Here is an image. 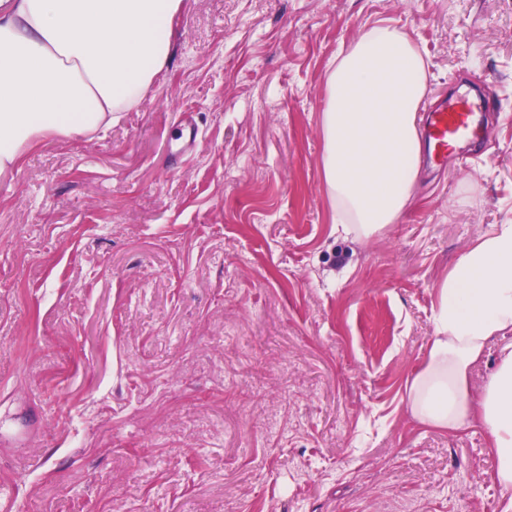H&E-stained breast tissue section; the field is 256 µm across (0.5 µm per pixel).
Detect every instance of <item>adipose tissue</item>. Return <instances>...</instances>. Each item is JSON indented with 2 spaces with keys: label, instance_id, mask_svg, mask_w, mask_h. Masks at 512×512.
<instances>
[{
  "label": "adipose tissue",
  "instance_id": "adipose-tissue-1",
  "mask_svg": "<svg viewBox=\"0 0 512 512\" xmlns=\"http://www.w3.org/2000/svg\"><path fill=\"white\" fill-rule=\"evenodd\" d=\"M183 0H0V181L49 140L111 127L165 69ZM422 54L402 31L369 28L340 48L320 114L332 223L367 238L398 223L420 172ZM435 328L408 385L412 417L440 431L480 425L512 492V224H497L435 284ZM495 368L471 371L490 345Z\"/></svg>",
  "mask_w": 512,
  "mask_h": 512
}]
</instances>
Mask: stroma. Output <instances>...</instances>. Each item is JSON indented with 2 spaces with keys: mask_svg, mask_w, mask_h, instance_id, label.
I'll return each mask as SVG.
<instances>
[{
  "mask_svg": "<svg viewBox=\"0 0 512 512\" xmlns=\"http://www.w3.org/2000/svg\"><path fill=\"white\" fill-rule=\"evenodd\" d=\"M379 22L425 102L495 106L360 239L319 115ZM175 26L136 107L0 182V512H498L483 430L419 424L407 384L434 285L512 224V0H183Z\"/></svg>",
  "mask_w": 512,
  "mask_h": 512,
  "instance_id": "obj_1",
  "label": "stroma"
}]
</instances>
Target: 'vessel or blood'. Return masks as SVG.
Instances as JSON below:
<instances>
[{"label": "vessel or blood", "instance_id": "vessel-or-blood-1", "mask_svg": "<svg viewBox=\"0 0 512 512\" xmlns=\"http://www.w3.org/2000/svg\"><path fill=\"white\" fill-rule=\"evenodd\" d=\"M476 109L475 103L461 97L442 102L428 113L425 136L430 160H445L457 143L476 138L477 126L473 120Z\"/></svg>", "mask_w": 512, "mask_h": 512}]
</instances>
